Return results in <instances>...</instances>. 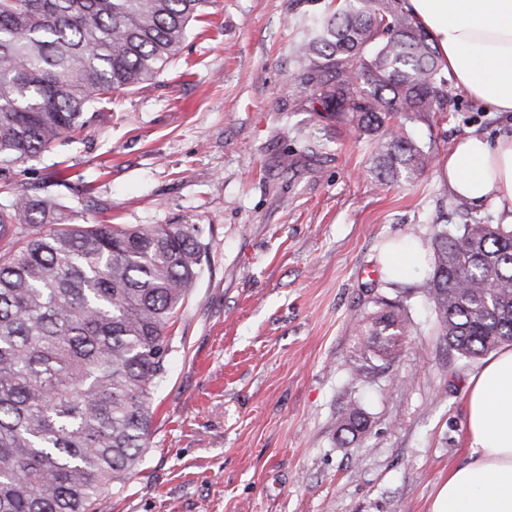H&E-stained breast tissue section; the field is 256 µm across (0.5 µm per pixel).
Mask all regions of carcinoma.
<instances>
[{"label":"carcinoma","mask_w":512,"mask_h":512,"mask_svg":"<svg viewBox=\"0 0 512 512\" xmlns=\"http://www.w3.org/2000/svg\"><path fill=\"white\" fill-rule=\"evenodd\" d=\"M209 0H0V512H98L143 460L171 329L206 245L195 224H85L59 183L18 190L13 166L90 127L116 93L157 80ZM295 88L373 140L374 185L417 180L445 111L433 40L400 0H339L296 18ZM325 139L309 133L303 153ZM419 286L436 335L464 358L512 343V225H436ZM408 299L377 298L365 346L396 357ZM366 428L347 408L341 430Z\"/></svg>","instance_id":"1"}]
</instances>
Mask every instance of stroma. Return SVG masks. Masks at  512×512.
Segmentation results:
<instances>
[{"instance_id": "1", "label": "stroma", "mask_w": 512, "mask_h": 512, "mask_svg": "<svg viewBox=\"0 0 512 512\" xmlns=\"http://www.w3.org/2000/svg\"><path fill=\"white\" fill-rule=\"evenodd\" d=\"M328 3L210 0L206 32L158 82L15 169L21 188L66 183L88 224L204 229L149 445L99 512H430L468 459V382L484 360L436 336L415 292L425 270L393 284L382 262L392 240L425 250L462 217L435 172L376 188L368 137L292 89L291 16ZM448 93L414 126L439 158L468 133H512L511 117ZM312 131L328 148L306 157ZM406 291L402 354L364 357L359 319ZM351 405L367 420L353 439L339 429Z\"/></svg>"}]
</instances>
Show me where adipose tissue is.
<instances>
[{"mask_svg": "<svg viewBox=\"0 0 512 512\" xmlns=\"http://www.w3.org/2000/svg\"><path fill=\"white\" fill-rule=\"evenodd\" d=\"M434 37L457 85L487 111L512 115V0H405ZM450 195L492 204L512 224V135L471 133L437 168ZM468 462L448 475L431 512H512V349L492 353L470 381Z\"/></svg>", "mask_w": 512, "mask_h": 512, "instance_id": "1", "label": "adipose tissue"}]
</instances>
